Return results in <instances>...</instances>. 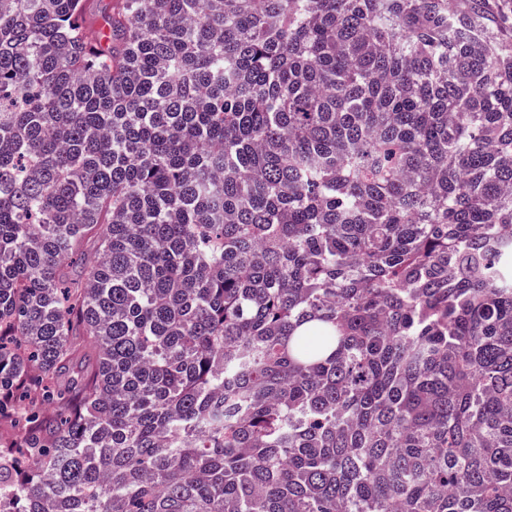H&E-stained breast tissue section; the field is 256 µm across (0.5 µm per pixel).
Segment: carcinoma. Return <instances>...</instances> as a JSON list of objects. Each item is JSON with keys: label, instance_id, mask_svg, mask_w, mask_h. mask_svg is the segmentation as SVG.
Wrapping results in <instances>:
<instances>
[{"label": "carcinoma", "instance_id": "cac0c4a2", "mask_svg": "<svg viewBox=\"0 0 512 512\" xmlns=\"http://www.w3.org/2000/svg\"><path fill=\"white\" fill-rule=\"evenodd\" d=\"M94 2L0 0V512H512V0Z\"/></svg>", "mask_w": 512, "mask_h": 512}]
</instances>
